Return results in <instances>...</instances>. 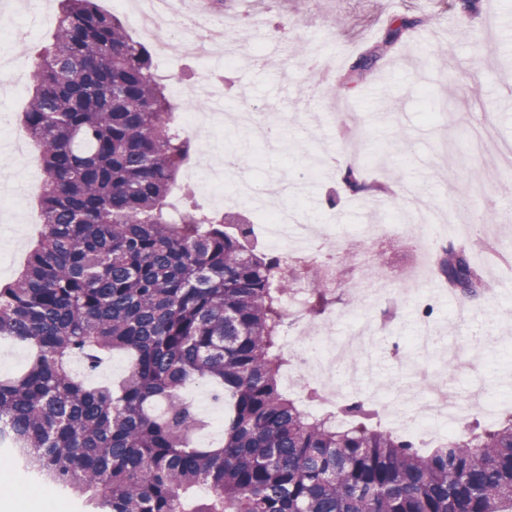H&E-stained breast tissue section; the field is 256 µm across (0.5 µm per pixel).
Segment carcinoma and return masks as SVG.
<instances>
[{"label": "carcinoma", "mask_w": 512, "mask_h": 512, "mask_svg": "<svg viewBox=\"0 0 512 512\" xmlns=\"http://www.w3.org/2000/svg\"><path fill=\"white\" fill-rule=\"evenodd\" d=\"M41 48L21 129L40 148V239L0 288V337L33 349L0 377V447L87 512H512V414L474 418L445 448L424 449L381 424L355 396L339 423L306 412L281 385L285 296L296 277L250 247L252 222L170 206L193 143L152 71V52L96 0H62ZM395 19L340 76L348 86L423 27ZM352 195L388 191L347 166ZM448 295L472 306L490 287L470 248L437 256ZM326 288L309 291L319 317ZM117 382L91 386L108 357ZM211 384L224 441L196 439L205 420L184 396Z\"/></svg>", "instance_id": "carcinoma-1"}]
</instances>
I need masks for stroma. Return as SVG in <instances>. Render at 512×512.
Masks as SVG:
<instances>
[{"mask_svg":"<svg viewBox=\"0 0 512 512\" xmlns=\"http://www.w3.org/2000/svg\"><path fill=\"white\" fill-rule=\"evenodd\" d=\"M238 19L240 62L230 75L224 97L234 103L245 94L272 112L287 114L277 145L227 127L217 130L220 149L213 164L226 154L242 156L243 169L254 185L268 175L302 180L307 193L288 200L304 224L320 223L328 196H335L341 222L336 228V286L341 293L357 282L384 280L390 293L385 306L394 319L376 345L382 380L398 387L409 380L404 364L415 352L406 340L418 320V309L396 302V291L416 263L415 238L401 235L406 223L401 189L414 191L422 205L440 208L466 198L468 209L457 221L469 225L473 259L494 284V301L472 307L471 318L456 322V298L435 278L424 289L435 301L433 324L444 341L431 355L429 367L440 371L448 350H467L475 337L495 331L501 343L481 350L478 371L451 369L454 387L463 400L481 393V421L491 424L512 411V225L496 215L512 213V155L475 156L461 139L474 127L489 124L495 139L512 146V73L503 72L499 55H512V0H482L483 16L466 19L434 0H226ZM0 10L14 17L22 40L0 42V57L12 70L34 68L35 52L55 31L59 0H5ZM396 15L429 17L412 41L387 55L367 80L350 88L322 82L318 71L344 72L356 56L381 41ZM281 61L271 72L257 57ZM456 106H445L448 96ZM364 144L368 154L364 176L392 186V193L362 196L347 193L339 172L323 163L326 154H345L347 138ZM481 169V182L472 172ZM363 224L383 226L376 243V268L364 271L343 262L347 253H364L359 235Z\"/></svg>","mask_w":512,"mask_h":512,"instance_id":"1","label":"stroma"}]
</instances>
